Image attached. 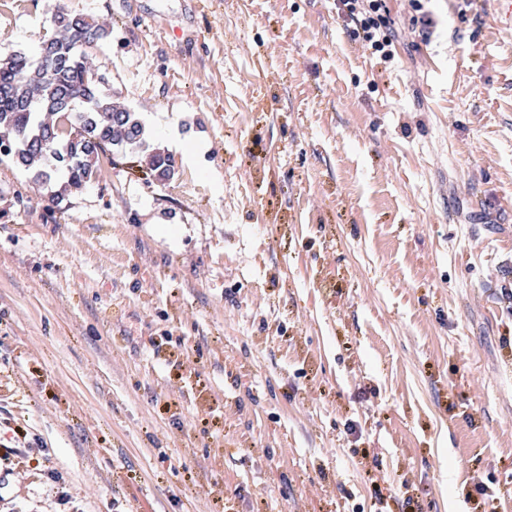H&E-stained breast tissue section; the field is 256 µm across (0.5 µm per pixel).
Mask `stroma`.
Here are the masks:
<instances>
[{
	"mask_svg": "<svg viewBox=\"0 0 512 512\" xmlns=\"http://www.w3.org/2000/svg\"><path fill=\"white\" fill-rule=\"evenodd\" d=\"M433 0L383 64L336 0L56 7L174 156L60 203L0 159L7 512H512V32ZM431 0H409V6L411 9L410 17V30L416 32L422 37L423 40L427 41L431 34L432 28L434 27V20L429 10L426 9V3Z\"/></svg>",
	"mask_w": 512,
	"mask_h": 512,
	"instance_id": "obj_1",
	"label": "stroma"
}]
</instances>
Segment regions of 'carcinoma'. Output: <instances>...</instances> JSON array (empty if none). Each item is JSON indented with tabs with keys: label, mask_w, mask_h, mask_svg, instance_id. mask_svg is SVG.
<instances>
[{
	"label": "carcinoma",
	"mask_w": 512,
	"mask_h": 512,
	"mask_svg": "<svg viewBox=\"0 0 512 512\" xmlns=\"http://www.w3.org/2000/svg\"><path fill=\"white\" fill-rule=\"evenodd\" d=\"M51 23L37 56L0 59V155L52 188L54 202L96 178L110 149L143 153L153 180L169 181L174 158L148 143L142 121L112 99L90 58L89 49L112 36V21L58 8ZM67 113L78 127L73 138L58 134Z\"/></svg>",
	"instance_id": "carcinoma-1"
}]
</instances>
